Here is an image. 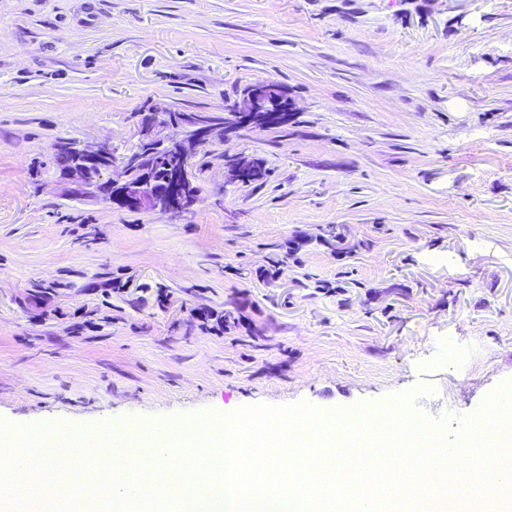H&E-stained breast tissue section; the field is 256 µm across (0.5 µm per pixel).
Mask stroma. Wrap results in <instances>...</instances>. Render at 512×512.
<instances>
[{
    "instance_id": "35a3bbf8",
    "label": "stroma",
    "mask_w": 512,
    "mask_h": 512,
    "mask_svg": "<svg viewBox=\"0 0 512 512\" xmlns=\"http://www.w3.org/2000/svg\"><path fill=\"white\" fill-rule=\"evenodd\" d=\"M262 80L293 121L200 147L179 219L65 195L57 140L119 155ZM508 381L512 0H0L1 422L436 419ZM172 108H158L155 114L154 119L146 125L145 127H141L139 130V139L134 145L141 144H152L153 147H164L165 150L173 151L181 155L182 160H187L188 156L192 155L188 151H186V147L188 145L187 138L189 137V128L186 124L180 123L183 120L185 112H174ZM166 112L169 120H173L175 122H169L165 119ZM167 128H172L181 131L184 136L176 137V136H166L164 131Z\"/></svg>"
}]
</instances>
